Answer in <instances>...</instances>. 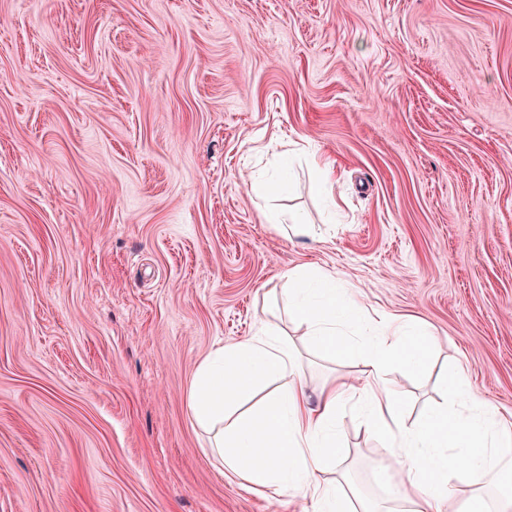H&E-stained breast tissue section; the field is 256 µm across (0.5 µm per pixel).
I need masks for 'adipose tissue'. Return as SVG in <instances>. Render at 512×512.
Masks as SVG:
<instances>
[{"mask_svg": "<svg viewBox=\"0 0 512 512\" xmlns=\"http://www.w3.org/2000/svg\"><path fill=\"white\" fill-rule=\"evenodd\" d=\"M284 276L288 305L309 341L337 360L358 358L362 374L335 376L309 395L292 342L271 326L214 351L199 365L187 405L194 422L214 435L220 472L255 490L309 495L314 512H512L511 494L492 499L486 491L488 477L512 472V420L468 394L464 372L452 377L455 392L466 396L464 410L441 407L417 423L406 420L390 374L421 369L428 331L401 317L371 318L332 274L291 268ZM345 323L365 324L358 341L341 332ZM273 379L281 380L280 390L265 397L261 411L246 410ZM348 402L394 451L382 499L324 477L336 465Z\"/></svg>", "mask_w": 512, "mask_h": 512, "instance_id": "ef3b65f1", "label": "adipose tissue"}]
</instances>
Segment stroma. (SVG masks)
I'll use <instances>...</instances> for the list:
<instances>
[{"label":"stroma","mask_w":512,"mask_h":512,"mask_svg":"<svg viewBox=\"0 0 512 512\" xmlns=\"http://www.w3.org/2000/svg\"><path fill=\"white\" fill-rule=\"evenodd\" d=\"M302 265L430 326L409 419L459 369L512 415V0H0V512H310L219 474L187 406L264 323L310 390L359 376L290 316ZM340 428L383 496L389 449Z\"/></svg>","instance_id":"obj_1"}]
</instances>
